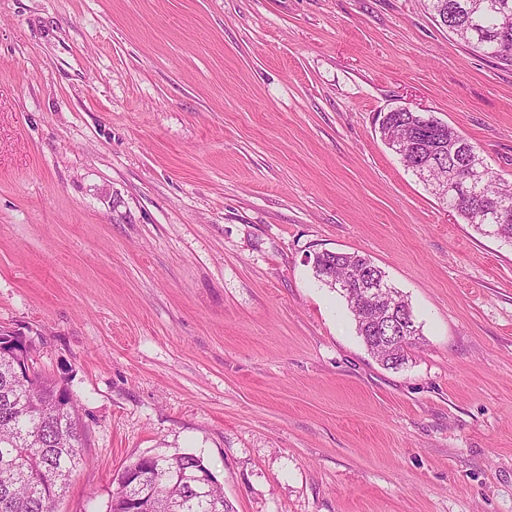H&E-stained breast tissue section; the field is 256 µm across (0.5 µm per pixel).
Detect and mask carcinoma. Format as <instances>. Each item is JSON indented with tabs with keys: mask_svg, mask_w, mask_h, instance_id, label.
<instances>
[{
	"mask_svg": "<svg viewBox=\"0 0 512 512\" xmlns=\"http://www.w3.org/2000/svg\"><path fill=\"white\" fill-rule=\"evenodd\" d=\"M427 9L471 51L512 65V0H427ZM427 118L420 112H391L380 124L384 141L411 171L412 143ZM432 122L442 125L444 146L460 145L477 165L487 166L466 136L436 118ZM448 172V162H441L428 172L424 184L479 234L512 244V181L491 170L477 197L464 183L440 195ZM312 267L315 278L327 287L333 279L350 284L337 292L345 299L367 350L389 368L405 364L419 336L408 300L395 287L385 297L365 295L366 277L383 270L364 255L343 252H317ZM385 308L410 324L401 345L388 346L371 330L372 320ZM32 350L31 341L22 335H0V512H54L55 501L86 464V429L66 381L40 372L32 381L16 375ZM208 471L203 458L193 453L160 454L154 460L142 456L118 474L109 512H235L220 484L195 483L194 474Z\"/></svg>",
	"mask_w": 512,
	"mask_h": 512,
	"instance_id": "carcinoma-1",
	"label": "carcinoma"
}]
</instances>
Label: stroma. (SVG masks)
Returning <instances> with one entry per match:
<instances>
[{"instance_id": "stroma-1", "label": "stroma", "mask_w": 512, "mask_h": 512, "mask_svg": "<svg viewBox=\"0 0 512 512\" xmlns=\"http://www.w3.org/2000/svg\"><path fill=\"white\" fill-rule=\"evenodd\" d=\"M398 106L512 180V67L426 0H0V326L86 426L56 512L154 453L235 512H512V245L385 145ZM323 249L407 296L403 367ZM332 252V253H330ZM316 252L313 256L312 267L315 278L323 283L328 288L336 290L345 299L347 307L355 322V329L357 335L361 338L367 350L379 361L382 365L388 368H395L406 364L408 361V351L413 345H416V340L419 339L418 329L415 325L413 311L408 300L405 296L394 286L391 285L389 294L387 296H367L365 295L364 284H366V276L373 277V274H383L387 277L385 272L376 266L371 259L358 253H343V252ZM380 276H375L367 282L369 285V292L383 293L384 288H389L383 278L378 279ZM343 281L349 283L353 288H347L348 285L338 283L340 288H336V283H333L335 288L331 287V280ZM389 308L392 312L395 309V319L401 318L405 323L410 324V328L403 326V324H396L395 322L388 323L385 328L379 331L385 333L386 336L379 335L377 332H372L370 325L372 319L380 317L383 309ZM401 330L404 335L408 333L403 344L396 345L395 347L384 344L382 340H393L400 342L404 336H392ZM411 330L410 332H408ZM379 336V337H377ZM417 337V338H416Z\"/></svg>"}]
</instances>
